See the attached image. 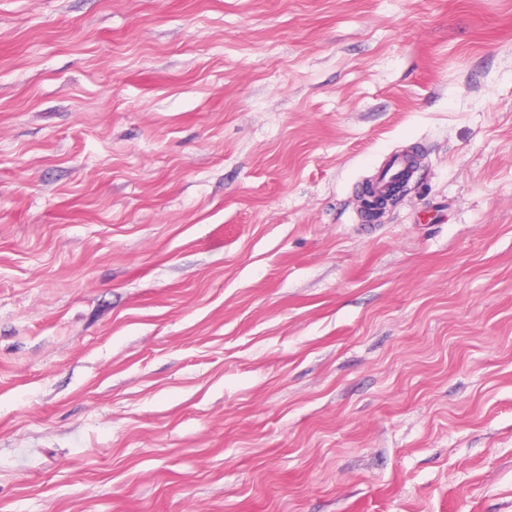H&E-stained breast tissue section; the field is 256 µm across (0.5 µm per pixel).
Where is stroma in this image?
Wrapping results in <instances>:
<instances>
[{
	"label": "stroma",
	"mask_w": 512,
	"mask_h": 512,
	"mask_svg": "<svg viewBox=\"0 0 512 512\" xmlns=\"http://www.w3.org/2000/svg\"><path fill=\"white\" fill-rule=\"evenodd\" d=\"M0 512H512V0H0Z\"/></svg>",
	"instance_id": "stroma-1"
}]
</instances>
